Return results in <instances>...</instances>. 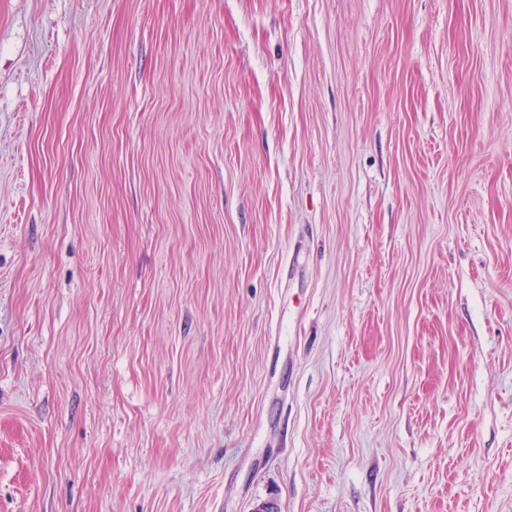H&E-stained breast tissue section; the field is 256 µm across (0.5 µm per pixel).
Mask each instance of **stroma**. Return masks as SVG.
Here are the masks:
<instances>
[{
	"label": "stroma",
	"mask_w": 512,
	"mask_h": 512,
	"mask_svg": "<svg viewBox=\"0 0 512 512\" xmlns=\"http://www.w3.org/2000/svg\"><path fill=\"white\" fill-rule=\"evenodd\" d=\"M512 512V0H0V512Z\"/></svg>",
	"instance_id": "stroma-1"
}]
</instances>
